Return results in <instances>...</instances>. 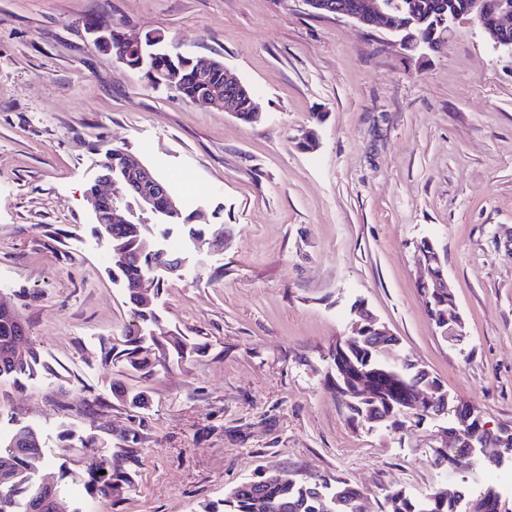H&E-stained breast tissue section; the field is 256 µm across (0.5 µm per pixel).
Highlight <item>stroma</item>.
<instances>
[{
  "instance_id": "stroma-1",
  "label": "stroma",
  "mask_w": 512,
  "mask_h": 512,
  "mask_svg": "<svg viewBox=\"0 0 512 512\" xmlns=\"http://www.w3.org/2000/svg\"><path fill=\"white\" fill-rule=\"evenodd\" d=\"M163 31L191 56L221 59L262 106L247 124L190 102L96 48L95 20ZM315 131L316 149L301 142ZM153 167L202 230L150 221L182 264L153 302L162 327L203 343L152 376L104 360L131 305L112 283L87 188L107 148ZM433 240L464 320L444 339L417 287L414 244ZM0 293L48 367L25 389L0 382V425L44 443V480L83 512H203L261 468L336 483L384 512L488 487L512 512V458L436 468V420L390 431L353 424L331 389L332 351L364 304L490 427L512 426V55L477 23L437 49L303 0H0ZM147 392L132 409L126 398ZM137 429L132 485L95 502L71 471Z\"/></svg>"
}]
</instances>
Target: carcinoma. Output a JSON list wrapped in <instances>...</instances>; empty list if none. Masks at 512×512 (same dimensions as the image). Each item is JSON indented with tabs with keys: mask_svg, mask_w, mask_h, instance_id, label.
Segmentation results:
<instances>
[{
	"mask_svg": "<svg viewBox=\"0 0 512 512\" xmlns=\"http://www.w3.org/2000/svg\"><path fill=\"white\" fill-rule=\"evenodd\" d=\"M401 7L394 10L398 27H410V31L427 37L441 16L464 14L469 0H399ZM132 62L145 59L155 68V81L166 83V75L171 69L180 70L179 93L192 101L197 94L192 58L178 57L166 53L152 43L148 37L136 49L127 51ZM255 94L243 84L235 92L234 105L236 118L245 123L255 122L252 105ZM103 165L112 166V177L117 188L128 193L125 177V152L120 147L106 150ZM95 229L103 234L112 250V281L129 282L140 276L152 275L156 254L143 251L146 238L145 224H98ZM133 321L124 334L123 348L113 345L106 348L105 358L121 364L128 371L148 372L150 368L169 367L170 363L181 364L199 351V344L179 332L158 336L153 326L159 322V314L152 305L131 298ZM456 307L455 297L448 293L430 292L427 311L435 326L443 331L441 315L448 314ZM26 336V326L18 313H0V379L19 380L26 376H37L38 370L49 371L34 351L23 357L14 355V341ZM398 343L394 335L381 336L377 333L346 336L333 353L335 373L361 378L374 376L379 390L364 395L347 391L342 386H334L336 396L341 398L348 417L356 423L384 425L397 428L400 418L421 420L432 415L426 409H416L410 403L412 390L429 385L433 388L434 407L442 410L448 403V392L442 389L437 378L430 376L425 368L392 355ZM481 416L473 411L461 415L453 422V428L462 433L453 446L437 450L434 464L448 467V456L459 451L465 444L467 434L479 424ZM495 441L490 448H500L512 456V428L503 426L493 431ZM132 451L121 448L103 457L98 470L89 474L86 483L93 493L108 500L112 498L109 489H118L131 484L123 464L130 459ZM46 462L41 441L36 430L29 425L15 429L13 437L6 444L0 443V512H13L12 503L17 495L27 498V512H33L34 504L43 498H53L58 508L51 512H80L70 510L60 497L57 489L44 483L31 482V473ZM106 474L101 475L99 471ZM363 493L351 484L340 481L333 489L315 481L285 480L278 469L267 467L256 480L238 484L223 500L222 507L216 506L206 512H362ZM461 495L442 496L436 494L424 502H417L404 491L395 489L386 495L390 512H459L457 504ZM470 512H498V495L487 488L473 498Z\"/></svg>",
	"mask_w": 512,
	"mask_h": 512,
	"instance_id": "carcinoma-1",
	"label": "carcinoma"
}]
</instances>
